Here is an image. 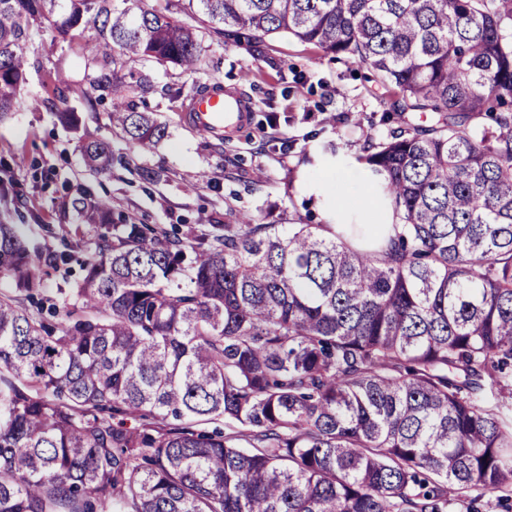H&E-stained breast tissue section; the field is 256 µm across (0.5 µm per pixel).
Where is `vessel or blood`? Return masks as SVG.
<instances>
[{"mask_svg":"<svg viewBox=\"0 0 512 512\" xmlns=\"http://www.w3.org/2000/svg\"><path fill=\"white\" fill-rule=\"evenodd\" d=\"M249 106L239 95L211 88L197 94L189 103L184 117L199 131L220 135L248 123Z\"/></svg>","mask_w":512,"mask_h":512,"instance_id":"obj_1","label":"vessel or blood"}]
</instances>
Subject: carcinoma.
Masks as SVG:
<instances>
[{"mask_svg": "<svg viewBox=\"0 0 512 512\" xmlns=\"http://www.w3.org/2000/svg\"><path fill=\"white\" fill-rule=\"evenodd\" d=\"M178 13L367 65L383 123L435 120L359 157L392 211L366 239L249 213L186 241L114 224L54 302L35 290L72 255L0 224V278L29 301L0 294V512L511 510L512 0H0V120L44 19L152 148L165 126L117 65L205 69Z\"/></svg>", "mask_w": 512, "mask_h": 512, "instance_id": "cac0c4a2", "label": "carcinoma"}]
</instances>
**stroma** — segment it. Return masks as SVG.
<instances>
[{
  "label": "stroma",
  "mask_w": 512,
  "mask_h": 512,
  "mask_svg": "<svg viewBox=\"0 0 512 512\" xmlns=\"http://www.w3.org/2000/svg\"><path fill=\"white\" fill-rule=\"evenodd\" d=\"M199 41L209 66L192 74L169 62L122 64V74L151 76L154 90L140 108L167 127L166 137L143 152L113 128L78 46L63 41L49 22L36 24L32 47L42 67L29 70L17 110L0 121V222L21 225L33 244L86 251L99 229L72 208V199L82 195L91 203L111 200V225L168 230L177 224L200 236L247 211L266 224L336 218L354 235L368 236L364 201L374 198L375 188L357 158L368 144L387 140L392 128L381 121L391 96L372 70L350 68L285 35L266 37L255 48L244 40L226 43L203 29ZM54 78L64 97L53 93ZM215 85L251 101L244 131L205 136L185 122L190 98ZM62 112L74 113L75 124L60 123ZM87 136L108 142L125 164L89 171L81 152ZM146 169L160 171V178L144 179ZM259 170L265 181L258 186ZM328 176L346 189L347 208L332 211L320 192Z\"/></svg>",
  "instance_id": "obj_1"
}]
</instances>
